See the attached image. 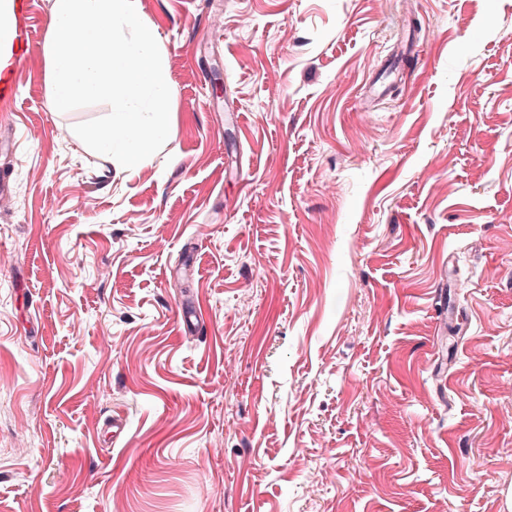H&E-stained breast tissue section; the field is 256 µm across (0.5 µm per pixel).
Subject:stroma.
Segmentation results:
<instances>
[{
  "label": "stroma",
  "instance_id": "obj_1",
  "mask_svg": "<svg viewBox=\"0 0 512 512\" xmlns=\"http://www.w3.org/2000/svg\"><path fill=\"white\" fill-rule=\"evenodd\" d=\"M52 4L0 103V512H512V0H140L129 170L54 108Z\"/></svg>",
  "mask_w": 512,
  "mask_h": 512
}]
</instances>
